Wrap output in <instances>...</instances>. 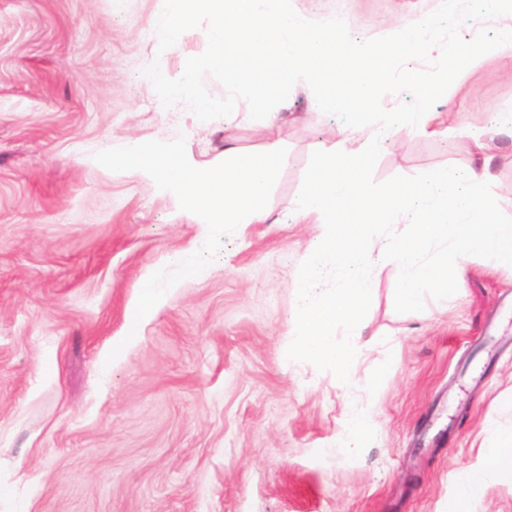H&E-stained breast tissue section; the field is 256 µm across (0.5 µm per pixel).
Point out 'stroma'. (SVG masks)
Wrapping results in <instances>:
<instances>
[{
    "label": "stroma",
    "mask_w": 512,
    "mask_h": 512,
    "mask_svg": "<svg viewBox=\"0 0 512 512\" xmlns=\"http://www.w3.org/2000/svg\"><path fill=\"white\" fill-rule=\"evenodd\" d=\"M440 3L296 0L358 40ZM163 6L0 0V512H448L485 424L512 427V267L473 258L448 301L401 314L385 266L354 388L289 360L294 285L322 231L289 204L343 123L300 83L264 129L243 105L228 124L164 108L143 68L179 78L207 42L197 27L159 51ZM433 110L429 133L382 151L374 181L484 162L512 193V136L479 151L467 135L512 114V51L474 61ZM180 136L198 168L222 162L228 139L286 157L269 218L239 226L138 322L148 278L208 229L147 173L93 155ZM353 402L372 428L330 456Z\"/></svg>",
    "instance_id": "35a3bbf8"
}]
</instances>
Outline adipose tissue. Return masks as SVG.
<instances>
[{"label": "adipose tissue", "instance_id": "adipose-tissue-1", "mask_svg": "<svg viewBox=\"0 0 512 512\" xmlns=\"http://www.w3.org/2000/svg\"><path fill=\"white\" fill-rule=\"evenodd\" d=\"M506 470L512 471V430L487 424L479 447L478 463L458 475L456 493L459 502L467 507L473 506L484 490Z\"/></svg>", "mask_w": 512, "mask_h": 512}]
</instances>
